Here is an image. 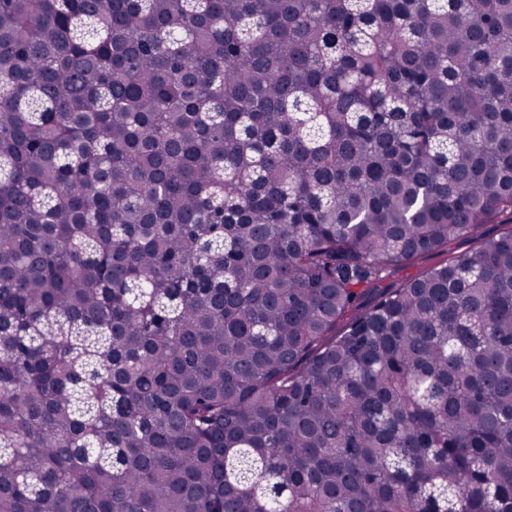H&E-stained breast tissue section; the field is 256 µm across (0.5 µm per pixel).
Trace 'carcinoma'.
<instances>
[{
	"instance_id": "obj_1",
	"label": "carcinoma",
	"mask_w": 512,
	"mask_h": 512,
	"mask_svg": "<svg viewBox=\"0 0 512 512\" xmlns=\"http://www.w3.org/2000/svg\"><path fill=\"white\" fill-rule=\"evenodd\" d=\"M512 0H0V512H512ZM512 225V215L504 214L490 224H483L477 233L454 237L448 248L429 253L415 262L399 266L380 284L381 288H396L404 282L414 279L423 272L445 263L449 257L459 256L474 251L481 239L498 237L507 232Z\"/></svg>"
}]
</instances>
